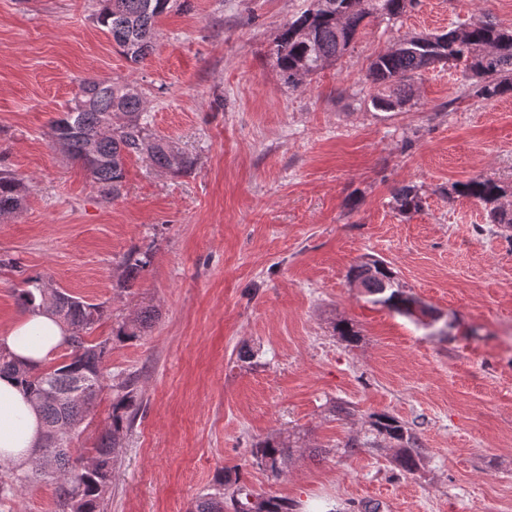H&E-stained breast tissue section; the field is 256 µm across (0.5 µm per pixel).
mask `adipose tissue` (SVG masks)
<instances>
[{
    "label": "adipose tissue",
    "instance_id": "adipose-tissue-1",
    "mask_svg": "<svg viewBox=\"0 0 512 512\" xmlns=\"http://www.w3.org/2000/svg\"><path fill=\"white\" fill-rule=\"evenodd\" d=\"M65 325L46 306L21 316L0 338L12 355L34 368L44 364L64 344ZM45 433L39 409L23 394L16 379L0 377V460L28 467L38 454Z\"/></svg>",
    "mask_w": 512,
    "mask_h": 512
}]
</instances>
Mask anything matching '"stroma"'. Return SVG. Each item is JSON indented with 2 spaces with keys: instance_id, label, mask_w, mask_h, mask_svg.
<instances>
[{
  "instance_id": "stroma-1",
  "label": "stroma",
  "mask_w": 512,
  "mask_h": 512,
  "mask_svg": "<svg viewBox=\"0 0 512 512\" xmlns=\"http://www.w3.org/2000/svg\"><path fill=\"white\" fill-rule=\"evenodd\" d=\"M311 3L190 0L160 18L154 53L135 65L97 24L100 0H0V169L27 186L0 216V257L17 262L0 269V334L25 314L29 276L104 304L101 337L158 312L112 343L107 370L137 376L141 406L103 512H187L225 473L293 512H512V239L451 193L483 176L512 206V96L480 101L447 66L383 112L367 79L404 38L488 18L512 29V0H419L294 87L270 51ZM85 78L137 85L152 133L194 167L128 159L120 196L104 199L51 138ZM411 183L421 207L399 213L392 192ZM133 249L151 263L122 289ZM370 258L391 263L414 316L352 285ZM342 319L358 342L338 335ZM111 408L106 388L74 451ZM374 413L417 433L414 472L385 441L344 452ZM275 435L297 443L277 479L249 453ZM0 512H55V486L31 483ZM155 318V310L151 308H145L137 314L128 323H123L118 327L115 333V337L118 340H132L141 336V333L150 327L153 319Z\"/></svg>"
}]
</instances>
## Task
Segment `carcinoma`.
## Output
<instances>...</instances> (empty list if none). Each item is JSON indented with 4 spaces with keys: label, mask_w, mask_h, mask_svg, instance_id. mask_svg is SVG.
<instances>
[{
    "label": "carcinoma",
    "mask_w": 512,
    "mask_h": 512,
    "mask_svg": "<svg viewBox=\"0 0 512 512\" xmlns=\"http://www.w3.org/2000/svg\"><path fill=\"white\" fill-rule=\"evenodd\" d=\"M188 0H102L96 22L132 63H143L154 51L158 17ZM414 0H313L312 7L288 22L272 49V56L284 80L296 86L328 63L336 61L355 40L369 18L396 19ZM465 62V79L474 94L484 101L512 93V29L481 21L456 26L437 34L404 38L388 52L371 61L368 78L387 90L372 97L374 108L393 112L409 99V80L439 64ZM52 139L62 151L81 163L104 197L120 195L125 162L131 155L143 156L163 170L184 173L194 161L176 152L164 139L154 136L144 114V98L131 83L84 80L71 106L51 123ZM25 186L14 172L0 170V213L17 210ZM454 193L472 198L486 210L487 221L512 228V209L501 205L507 194L498 182L477 176L453 187ZM395 209L409 214L421 207L422 198L414 185H403L392 193ZM151 262L148 252L134 251L123 260L122 285L129 289L137 273ZM348 278L359 283L373 302L411 316L415 301L405 294L393 269L383 260L370 259L352 267ZM19 299L30 308L45 294L42 279L29 277ZM54 313L69 332L68 353L56 365L29 369L0 347V374L14 376L22 391L40 406L46 433L40 451L44 471L34 472L0 463V501L29 485L36 477L56 484L58 512H101L112 480V465L120 435L138 413L137 377L128 374L112 384V412L108 428L93 447L74 455L69 448V423L82 421L101 390L102 364L112 351V339L132 340L150 327L155 310L146 308L130 322L118 327L115 337L90 340L93 327L105 316L102 303H90L64 291L50 292ZM395 443V462L411 473L418 467V436L386 413L370 416V430L364 438L351 437L344 452L375 448L378 442ZM258 464L278 477L289 446L278 437L255 442L249 449ZM189 512H292V504L277 497L255 494L231 478L218 480L214 491L199 496Z\"/></svg>",
    "instance_id": "carcinoma-1"
}]
</instances>
